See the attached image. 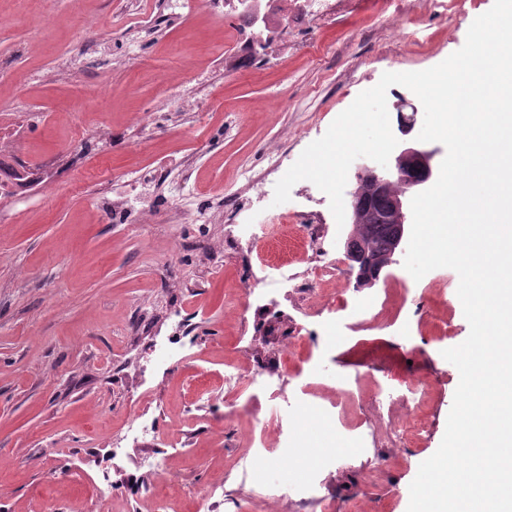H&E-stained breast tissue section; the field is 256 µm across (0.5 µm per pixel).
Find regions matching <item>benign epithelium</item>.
I'll use <instances>...</instances> for the list:
<instances>
[{
  "instance_id": "obj_1",
  "label": "benign epithelium",
  "mask_w": 512,
  "mask_h": 512,
  "mask_svg": "<svg viewBox=\"0 0 512 512\" xmlns=\"http://www.w3.org/2000/svg\"><path fill=\"white\" fill-rule=\"evenodd\" d=\"M419 109L403 115L396 138L399 144L392 152L388 166L361 157L355 169V187L348 193L352 231L347 241V259L357 270L356 287H372L388 276V269L399 263L405 254L412 224L411 199L431 187L439 174V148L421 142L413 135ZM380 196L385 200L381 210L360 206L363 197ZM367 224H392L396 234L391 248L384 254L372 252L362 238Z\"/></svg>"
}]
</instances>
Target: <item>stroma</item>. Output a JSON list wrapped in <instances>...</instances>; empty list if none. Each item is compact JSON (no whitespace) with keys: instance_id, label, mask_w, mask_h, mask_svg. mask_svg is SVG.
Segmentation results:
<instances>
[{"instance_id":"obj_1","label":"stroma","mask_w":512,"mask_h":512,"mask_svg":"<svg viewBox=\"0 0 512 512\" xmlns=\"http://www.w3.org/2000/svg\"><path fill=\"white\" fill-rule=\"evenodd\" d=\"M289 0H275L267 24L237 13L197 12L174 18L166 0H0V159L25 165L29 184L0 199V512H94L89 489L101 471L112 479V512H227L224 472L251 463V427L224 424L211 400L224 395V364L279 369L291 331L309 327L313 300L289 288L235 306L240 286L260 262L305 269L312 247L299 228L324 227V247L338 258L339 280L354 288L345 261L347 233L338 230L328 196L302 180L290 201L263 207L262 222L287 215L281 242L254 241L224 251L233 214L224 201L248 205L257 184L278 181L276 159L296 162L333 120L386 72L422 71L465 43L474 19L493 0H349L335 13L297 28ZM57 17L40 22L43 13ZM107 25H85V14ZM215 91L203 112L182 99L199 86ZM162 112H150L158 100ZM150 112L148 133L131 124ZM152 188L137 209L112 223L102 199L129 195V171ZM212 207L214 223L195 221L196 205ZM445 288L439 311L449 333L408 319L403 328L378 320L362 329L338 327L318 367L328 374L422 373L434 387L427 433L415 448L386 444L380 427L402 416L406 401L379 404L373 387L348 408L372 433L370 448L347 450L342 468L323 472L336 512H371L391 499L407 512L409 486L438 449L459 383L444 349L461 344L470 327L457 296L458 274L438 268L422 280L403 265L382 280L406 308L429 302L425 284ZM189 335L173 358L163 355L178 321ZM143 416L154 436L126 441L130 417ZM166 460L154 479L143 459ZM372 485H363L368 471Z\"/></svg>"}]
</instances>
